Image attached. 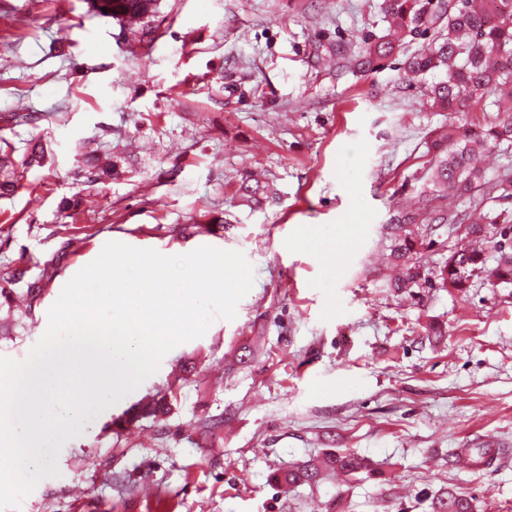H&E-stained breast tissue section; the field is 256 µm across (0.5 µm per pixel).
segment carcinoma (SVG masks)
Returning <instances> with one entry per match:
<instances>
[{"label": "carcinoma", "instance_id": "obj_1", "mask_svg": "<svg viewBox=\"0 0 512 512\" xmlns=\"http://www.w3.org/2000/svg\"><path fill=\"white\" fill-rule=\"evenodd\" d=\"M96 14L118 22L120 32L148 49L154 41L153 18L158 0H89ZM379 9L388 24L384 35L365 36L358 50L338 43L328 52L336 56V69L375 68L398 54L405 37L431 34L422 49L405 57L403 79L412 86L429 73L443 77L425 86L424 101L434 112L466 115L474 99L494 96L493 106L501 116L479 130H458L454 125L434 131L431 150L433 196L475 198L484 194L483 176L472 165V157L491 145L512 142V0H381ZM239 199L250 206L272 202L274 188L268 183L241 179ZM453 224L461 235L485 245H494L500 259L486 266L481 248L449 250L440 264L423 263L420 250L426 246L434 224ZM392 260L401 267L399 277L387 287L398 294H413L419 288H445L464 293L473 280L512 283V212L504 209L491 217L477 210L448 211L423 218L421 209L404 207L386 225ZM464 453L478 470L488 469L497 459L493 448H457L450 453L457 461ZM367 460L355 453L334 450L320 460L296 463L271 476L283 491L315 485L327 471L355 475L367 470ZM430 512H475L473 498L455 489H442L427 496Z\"/></svg>", "mask_w": 512, "mask_h": 512}]
</instances>
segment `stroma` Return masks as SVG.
<instances>
[{
    "label": "stroma",
    "mask_w": 512,
    "mask_h": 512,
    "mask_svg": "<svg viewBox=\"0 0 512 512\" xmlns=\"http://www.w3.org/2000/svg\"><path fill=\"white\" fill-rule=\"evenodd\" d=\"M378 4L162 0L152 48L134 53L86 0H0V159L16 181L0 196V277L25 272L18 302H0V356L28 357L107 242L234 250L255 271L235 318L67 441L18 512H426L443 488L512 512V284L385 286V226L399 205L432 210L428 148L452 117L423 107L400 56L366 74L312 60L385 34ZM35 144L41 168L25 164ZM94 158L112 176L76 177ZM247 171L276 202L242 205ZM37 279L45 292L24 300ZM430 320L441 340L422 339ZM164 395L168 414H139ZM477 447L507 454L486 470L448 460ZM337 448L370 471L270 483Z\"/></svg>",
    "instance_id": "obj_1"
}]
</instances>
